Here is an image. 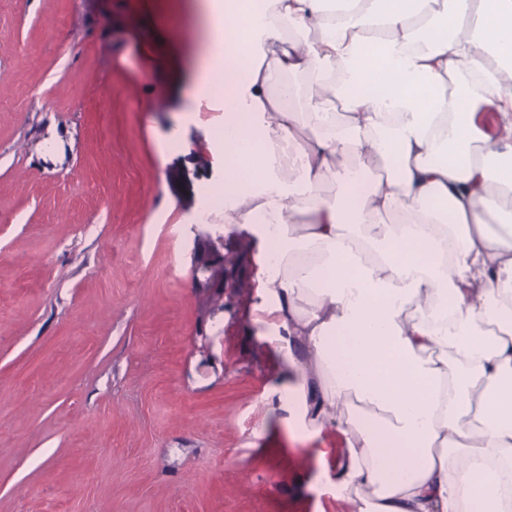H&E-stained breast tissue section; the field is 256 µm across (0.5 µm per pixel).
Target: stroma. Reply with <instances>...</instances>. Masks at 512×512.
Segmentation results:
<instances>
[{
  "label": "stroma",
  "instance_id": "obj_1",
  "mask_svg": "<svg viewBox=\"0 0 512 512\" xmlns=\"http://www.w3.org/2000/svg\"><path fill=\"white\" fill-rule=\"evenodd\" d=\"M186 0H0V512H341L294 439L249 255L201 287L224 185Z\"/></svg>",
  "mask_w": 512,
  "mask_h": 512
}]
</instances>
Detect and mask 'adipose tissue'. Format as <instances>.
<instances>
[{"instance_id":"ef3b65f1","label":"adipose tissue","mask_w":512,"mask_h":512,"mask_svg":"<svg viewBox=\"0 0 512 512\" xmlns=\"http://www.w3.org/2000/svg\"><path fill=\"white\" fill-rule=\"evenodd\" d=\"M225 232L346 512H512V0H194ZM484 78L472 91L467 76ZM500 118L486 131L481 108ZM379 160L370 168L367 158ZM329 194H322V187Z\"/></svg>"}]
</instances>
